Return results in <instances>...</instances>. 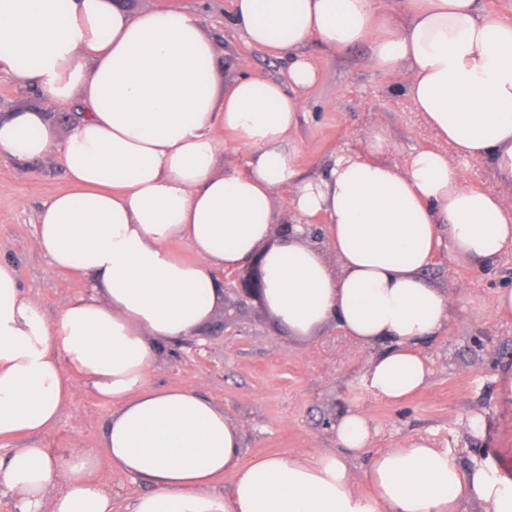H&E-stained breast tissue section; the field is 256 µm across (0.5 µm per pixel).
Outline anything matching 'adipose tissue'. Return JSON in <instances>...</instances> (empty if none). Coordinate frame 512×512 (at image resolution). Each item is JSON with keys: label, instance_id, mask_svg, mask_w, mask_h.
<instances>
[{"label": "adipose tissue", "instance_id": "ef3b65f1", "mask_svg": "<svg viewBox=\"0 0 512 512\" xmlns=\"http://www.w3.org/2000/svg\"><path fill=\"white\" fill-rule=\"evenodd\" d=\"M233 7L250 45L287 59L286 80L225 78L188 12L0 0V68L45 105L79 111L60 140L45 105L0 113V156L58 154L70 187L45 203L35 246L52 270L88 284L51 321L0 261V438L51 429L78 378L112 408L102 441L112 468L150 487L133 512H512V479L492 464L463 461L431 435L376 447L361 410L367 396L403 403L433 375L422 344L453 314L425 276L437 254L480 267L512 252V19L480 0H401L395 13L383 0ZM312 41L369 44L437 147L388 162L380 126L364 151L302 177L294 133L317 78L304 53ZM464 161L487 164L500 190L471 184ZM315 222L321 246L304 237ZM278 224L289 231L273 245ZM259 251L266 305L289 334L333 321L375 351L334 425L336 450L246 457L223 408L191 387L148 383L162 344L223 306L221 273ZM97 465L90 448H16L0 457V491L17 512L47 499L52 512H112Z\"/></svg>", "mask_w": 512, "mask_h": 512}]
</instances>
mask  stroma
Wrapping results in <instances>:
<instances>
[{"label": "stroma", "mask_w": 512, "mask_h": 512, "mask_svg": "<svg viewBox=\"0 0 512 512\" xmlns=\"http://www.w3.org/2000/svg\"><path fill=\"white\" fill-rule=\"evenodd\" d=\"M118 2L132 12L193 13L214 41L225 76L261 73L279 79L285 72L286 61L248 45L232 27L233 0ZM305 53L318 81L305 93V115L296 133L303 176L321 174L340 152L363 150L377 124L388 131L394 159L435 145L399 78L371 67L368 45L334 52L312 42ZM69 187L56 156L25 165L0 157V259L15 265L21 287L51 320L84 283L49 268L35 248V226L44 203ZM426 277L448 293L454 316L423 347L434 370L426 387L401 404L369 396L362 400L364 414L378 431L376 445L385 448L415 434L433 433L464 457L488 460L512 476V407H504L496 392L497 375L512 368V317L495 314L498 292L512 289V253L482 268H459L443 252ZM228 316L236 327L231 335L223 330ZM372 355V349L332 322L308 339L289 336L267 307L249 300L227 314L215 311L194 336L168 344L150 381L191 386L224 408L242 423L249 456H303L335 448L331 425L349 408L350 390ZM111 415V406L76 384L57 424L40 435V444L56 452L74 446L101 449ZM478 415L483 424L471 427V417ZM97 476L112 488V512H131L134 500L149 490L146 482L112 470L104 456Z\"/></svg>", "instance_id": "stroma-1"}]
</instances>
